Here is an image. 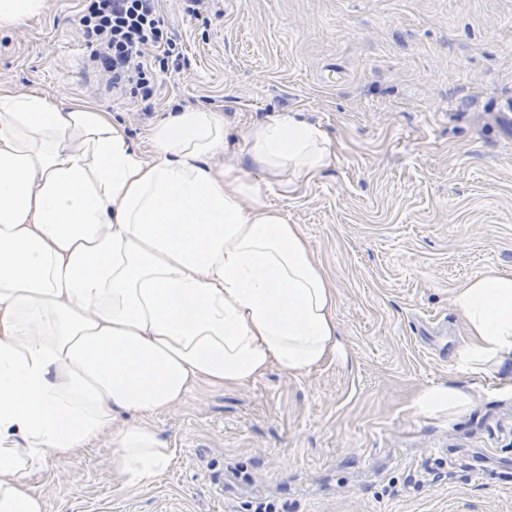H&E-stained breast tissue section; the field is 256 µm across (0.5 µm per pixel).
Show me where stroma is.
<instances>
[{"mask_svg":"<svg viewBox=\"0 0 512 512\" xmlns=\"http://www.w3.org/2000/svg\"><path fill=\"white\" fill-rule=\"evenodd\" d=\"M0 28V89L108 113L149 151L179 109L224 122L216 165L256 172L245 136L283 112L319 125L336 159L269 178L336 293L343 355L232 389L200 384L151 423L171 450L151 483L118 489L110 437L30 479L45 512H512V361L456 371L452 298L512 272V0H162L181 52L151 107L88 68L80 0ZM469 405L417 414L423 390ZM470 403V396L454 387L435 386L419 393L413 401V408L427 415H455Z\"/></svg>","mask_w":512,"mask_h":512,"instance_id":"obj_1","label":"stroma"}]
</instances>
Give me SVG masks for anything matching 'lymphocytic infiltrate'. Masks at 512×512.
I'll return each instance as SVG.
<instances>
[{"mask_svg": "<svg viewBox=\"0 0 512 512\" xmlns=\"http://www.w3.org/2000/svg\"><path fill=\"white\" fill-rule=\"evenodd\" d=\"M79 17L89 59L113 88L151 103L155 72H167L179 48L161 16L160 0H82Z\"/></svg>", "mask_w": 512, "mask_h": 512, "instance_id": "obj_1", "label": "lymphocytic infiltrate"}]
</instances>
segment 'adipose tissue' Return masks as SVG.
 <instances>
[{"label":"adipose tissue","instance_id":"adipose-tissue-1","mask_svg":"<svg viewBox=\"0 0 512 512\" xmlns=\"http://www.w3.org/2000/svg\"><path fill=\"white\" fill-rule=\"evenodd\" d=\"M151 142L137 149L105 113L0 91V512H44L29 475L106 434L113 481L146 484L171 456L147 420L194 384L300 374L340 351L335 293L297 225L260 181L213 165L223 122L186 110ZM247 145L264 175L310 179L336 159L290 113ZM452 303L469 336L458 371L512 359V273L487 270ZM469 402L435 386L413 406L452 416ZM124 411L141 424L113 428Z\"/></svg>","mask_w":512,"mask_h":512}]
</instances>
